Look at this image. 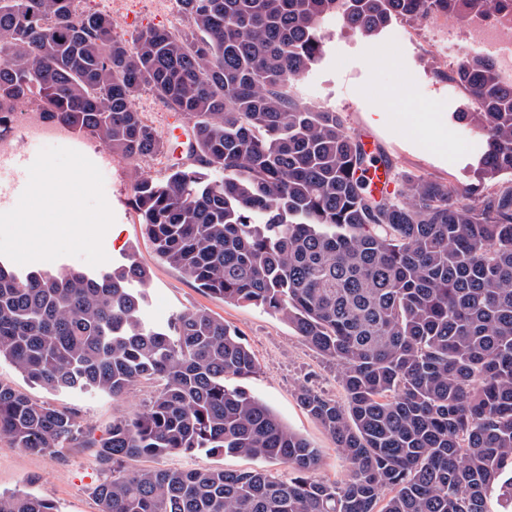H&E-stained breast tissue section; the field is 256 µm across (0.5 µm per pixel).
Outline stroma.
Returning <instances> with one entry per match:
<instances>
[{
    "mask_svg": "<svg viewBox=\"0 0 512 512\" xmlns=\"http://www.w3.org/2000/svg\"><path fill=\"white\" fill-rule=\"evenodd\" d=\"M112 2L81 0L88 10L112 14L116 33L127 38L148 26L186 27L174 0L162 7L151 0H123L117 15L112 12ZM419 28V22L399 18L381 34L365 38L336 26L329 34L322 62L294 82L293 90L301 102L335 109L349 130L373 137L381 154L392 163L395 178L424 175L463 192L473 182L472 168L481 154L482 141L467 123L458 120V113L469 107L464 90L449 77L447 57L417 38ZM135 103L155 127L164 151L134 162L113 158L111 170L104 175V193L115 216L103 239L108 267L125 264L132 255L149 270L144 308L149 324L166 323L185 311L204 310L238 331L258 363L256 374L243 380V387L318 448L315 479L344 480L347 468L335 440L307 415L298 400L299 388L306 386L343 401L338 367L323 361L281 318L250 305L210 297L154 253L133 206L134 186L145 178L167 177L175 161L173 153L181 149L190 128L182 115L168 109L151 91H141ZM0 382L34 401L76 412L84 433L95 438L104 435L114 418L143 409L159 387L158 382H146L119 399L98 391L48 392L28 382L5 359L0 361ZM142 464L161 469L262 466L282 477L288 474L280 463L205 451L146 458ZM106 477L94 450L83 443L54 457L28 453L15 447L10 438L0 437V493L49 498L59 512H99L94 490Z\"/></svg>",
    "mask_w": 512,
    "mask_h": 512,
    "instance_id": "obj_1",
    "label": "stroma"
}]
</instances>
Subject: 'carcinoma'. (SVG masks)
<instances>
[{
	"mask_svg": "<svg viewBox=\"0 0 512 512\" xmlns=\"http://www.w3.org/2000/svg\"><path fill=\"white\" fill-rule=\"evenodd\" d=\"M189 30L125 39L78 0H0V102L27 100L136 161L161 151L134 105L150 90L191 124L189 162L144 179L134 205L159 258L209 295L279 316L340 367L345 400L298 399L336 440L342 482L312 477L319 451L230 376L257 363L205 311L142 317L135 260L100 276L19 275L0 264V358L51 392L117 398L158 380L143 411L90 438L99 512H489L512 508V83L484 55L455 71L483 140L460 195L419 175L390 194L341 113L300 104L340 22L365 37L431 8L478 17L512 0H176ZM220 171L216 178L212 172ZM73 413L0 383V435L33 454L77 441ZM264 458L265 470L126 469L194 451ZM0 512H58L0 493Z\"/></svg>",
	"mask_w": 512,
	"mask_h": 512,
	"instance_id": "1",
	"label": "carcinoma"
}]
</instances>
